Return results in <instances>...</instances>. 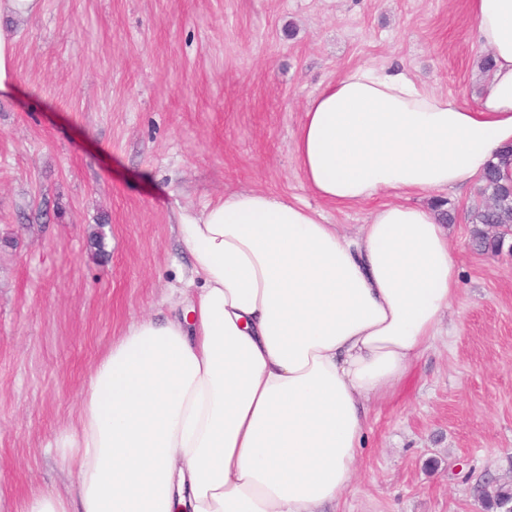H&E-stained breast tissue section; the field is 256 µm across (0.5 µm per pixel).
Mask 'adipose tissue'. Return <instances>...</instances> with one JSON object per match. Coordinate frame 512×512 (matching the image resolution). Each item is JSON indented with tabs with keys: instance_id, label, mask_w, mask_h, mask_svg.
Listing matches in <instances>:
<instances>
[{
	"instance_id": "1",
	"label": "adipose tissue",
	"mask_w": 512,
	"mask_h": 512,
	"mask_svg": "<svg viewBox=\"0 0 512 512\" xmlns=\"http://www.w3.org/2000/svg\"><path fill=\"white\" fill-rule=\"evenodd\" d=\"M468 9L493 59L475 105L376 63L307 102L297 164L325 201L374 202L354 234L255 189L179 210L189 318L135 322L98 360L63 448L77 480L24 512H336L371 405L458 293L448 231L416 199L512 145V0Z\"/></svg>"
}]
</instances>
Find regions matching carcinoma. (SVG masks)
<instances>
[{"label":"carcinoma","instance_id":"carcinoma-1","mask_svg":"<svg viewBox=\"0 0 512 512\" xmlns=\"http://www.w3.org/2000/svg\"><path fill=\"white\" fill-rule=\"evenodd\" d=\"M497 170L498 165L492 163L484 176L485 190L492 204L482 205L471 215V223L477 225L472 243L481 252H500L501 243L512 230V186L499 182ZM481 497L488 508L494 509L512 500V486L499 484L483 490Z\"/></svg>","mask_w":512,"mask_h":512}]
</instances>
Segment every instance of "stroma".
<instances>
[{
  "instance_id": "35a3bbf8",
  "label": "stroma",
  "mask_w": 512,
  "mask_h": 512,
  "mask_svg": "<svg viewBox=\"0 0 512 512\" xmlns=\"http://www.w3.org/2000/svg\"><path fill=\"white\" fill-rule=\"evenodd\" d=\"M0 95V512L75 473L49 453L100 357L127 328L180 312L191 258L178 208L307 189L294 138L307 100L368 61L471 104L486 51L466 0H44ZM459 292L441 337L374 405L338 512H488L512 481V252L471 246L481 185L442 193ZM101 245H94V238ZM481 497L489 509H497L496 505L500 507L504 502H508L509 505L512 498V486L506 483L496 485L491 490H483ZM498 509L499 512H512V504L504 507V510Z\"/></svg>"
}]
</instances>
